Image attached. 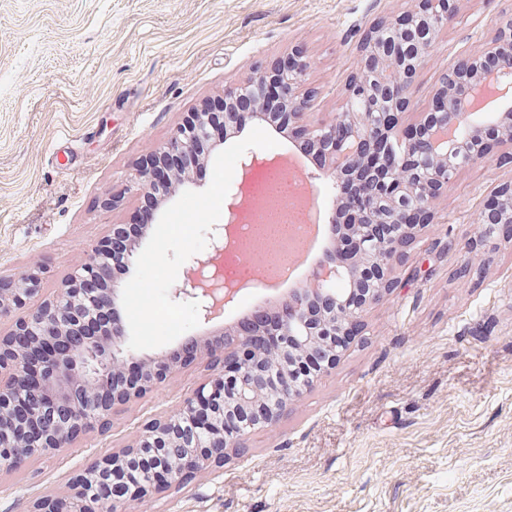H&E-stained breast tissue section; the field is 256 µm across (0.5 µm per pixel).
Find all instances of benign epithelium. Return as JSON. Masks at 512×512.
Here are the masks:
<instances>
[{"instance_id": "obj_1", "label": "benign epithelium", "mask_w": 512, "mask_h": 512, "mask_svg": "<svg viewBox=\"0 0 512 512\" xmlns=\"http://www.w3.org/2000/svg\"><path fill=\"white\" fill-rule=\"evenodd\" d=\"M418 6L386 20L377 21L359 43L357 72L349 79L340 112L327 122L302 124L310 107V96L301 91L308 63L294 52L280 58L268 69L246 81L224 89V101L246 94L250 86L276 82L282 88V105L288 109V122L299 129L309 144L327 153L322 174L339 187L341 175L357 167L360 158L372 153L386 138L404 143L406 162L394 166V180L381 186L388 201L387 210L341 219L336 192L325 210L327 230L341 229L351 236L370 224L400 227L396 237L374 234L359 239V252L343 264L336 249L326 251L316 267L308 288H296L284 297L274 320L278 345L270 346L252 338L253 332L238 324L220 339L185 338L183 357L170 360L163 352H138L126 347L129 335L122 318V290L135 270L139 249L152 227L144 225L139 238L125 240V225H112V234L85 253L73 273L56 294L33 306L39 295V267L13 279L0 278V317L17 309L25 310L11 331L0 336V470L16 467L33 455L52 453L71 444L92 422L109 409L139 398L162 383L170 374L204 357L210 363L206 381L195 388L169 415L150 421L136 446L98 456L82 474L70 496L71 512H92L86 487L107 473L118 475L133 464L137 451L154 449L155 465L164 473L166 487L180 485L190 473L209 470L221 464L228 449L241 451V442L253 430L267 429L280 420L288 406L300 397L343 352L336 337L359 335L363 313L397 288L392 261L399 247L413 241L418 227L433 217L434 199L448 187V145L463 148L482 140L493 127L499 141L512 143V111L480 120L472 112L489 92L512 84V55L502 57L488 72L482 58L462 50L454 65L438 80V88L420 119L401 122L410 103L419 73L433 51L436 36L456 14V0H417ZM512 41V22L500 26L484 51L499 56L501 45ZM237 127L233 112H188L172 130L168 140L154 149L128 183L112 193L109 205L118 207L125 195L145 196L164 178L185 190L196 188L192 169L224 150L216 135ZM460 130L463 136L448 142V132ZM424 159L430 167L429 180H418L412 167ZM246 192L230 194L229 208L244 214L248 202L256 199L264 180V168L253 166ZM484 210L496 217L512 213V182L496 187L487 197ZM231 224H216L208 234L209 250L190 260L192 274L174 289L175 302L199 303L200 324L207 326L224 313L237 291L209 286L223 277L224 254L230 250ZM378 280L362 287L370 272ZM356 288L354 298L336 289V280ZM92 294L90 313L109 321L108 332L88 334L83 325V297ZM57 342V352L49 360L41 388L31 396L23 411L14 399L25 378L28 361L44 340ZM130 363L141 366L138 382L112 390V399L101 406L97 393L108 388L112 377ZM157 489L154 482L131 486L128 494L106 504L102 512H132L134 506Z\"/></svg>"}]
</instances>
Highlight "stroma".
Here are the masks:
<instances>
[{"instance_id": "stroma-1", "label": "stroma", "mask_w": 512, "mask_h": 512, "mask_svg": "<svg viewBox=\"0 0 512 512\" xmlns=\"http://www.w3.org/2000/svg\"><path fill=\"white\" fill-rule=\"evenodd\" d=\"M416 0H0V277L32 264L49 297L77 259L132 223L107 206L188 112L299 51L312 121L331 119L377 20ZM512 0H459L420 73L418 120L456 52L482 49ZM512 180L492 152L462 167L407 247L406 285L364 316L335 367L241 454L135 512H512V238L462 247ZM209 374L206 359L111 408L68 448L0 470V512L72 495L96 456L132 446Z\"/></svg>"}]
</instances>
